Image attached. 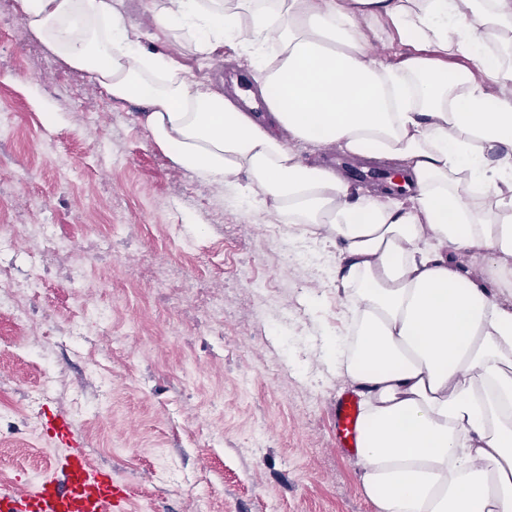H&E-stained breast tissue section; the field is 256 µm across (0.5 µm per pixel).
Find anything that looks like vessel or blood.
<instances>
[{
	"mask_svg": "<svg viewBox=\"0 0 512 512\" xmlns=\"http://www.w3.org/2000/svg\"><path fill=\"white\" fill-rule=\"evenodd\" d=\"M45 436L63 445L55 456L51 475L32 485L0 484V512H127L132 486L117 481L110 470L94 466L85 440L72 418L47 409L42 413ZM335 446L357 453L363 424V406L355 392L341 393L334 405Z\"/></svg>",
	"mask_w": 512,
	"mask_h": 512,
	"instance_id": "vessel-or-blood-1",
	"label": "vessel or blood"
}]
</instances>
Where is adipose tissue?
Returning <instances> with one entry per match:
<instances>
[{"label": "adipose tissue", "mask_w": 512, "mask_h": 512, "mask_svg": "<svg viewBox=\"0 0 512 512\" xmlns=\"http://www.w3.org/2000/svg\"><path fill=\"white\" fill-rule=\"evenodd\" d=\"M13 2L141 105L175 166L342 242L357 329L336 368L364 398L374 512H512V0H160L147 32L116 0ZM180 33L199 59L246 58V94L156 50ZM319 145L394 163L407 197L352 193L304 160Z\"/></svg>", "instance_id": "ef3b65f1"}]
</instances>
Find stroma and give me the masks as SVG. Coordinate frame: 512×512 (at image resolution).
Wrapping results in <instances>:
<instances>
[{"label":"stroma","instance_id":"stroma-1","mask_svg":"<svg viewBox=\"0 0 512 512\" xmlns=\"http://www.w3.org/2000/svg\"><path fill=\"white\" fill-rule=\"evenodd\" d=\"M0 106L13 237L0 269L30 295L25 322L0 311V481L43 475L42 407L82 406L90 461L134 485L130 512H372L357 458L333 445L349 383L325 347L351 332L340 243L293 224L271 241L268 216L174 167L140 105L66 67L12 0H0ZM47 217L72 252L31 232ZM285 241L313 263L283 265Z\"/></svg>","mask_w":512,"mask_h":512}]
</instances>
